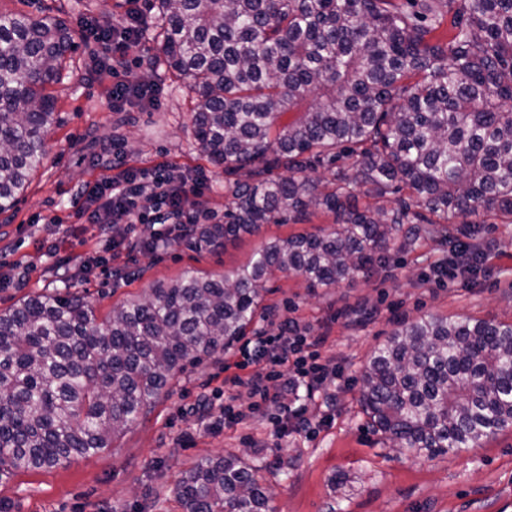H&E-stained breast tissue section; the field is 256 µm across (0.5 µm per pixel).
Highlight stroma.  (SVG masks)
Returning <instances> with one entry per match:
<instances>
[{
    "instance_id": "35a3bbf8",
    "label": "stroma",
    "mask_w": 512,
    "mask_h": 512,
    "mask_svg": "<svg viewBox=\"0 0 512 512\" xmlns=\"http://www.w3.org/2000/svg\"><path fill=\"white\" fill-rule=\"evenodd\" d=\"M68 26L95 16L121 19L124 0H40ZM85 48L72 55L69 74L52 85L56 123L45 136L46 156L14 209L0 214V272L20 280L0 288V310L19 299L59 288L57 263L84 272L77 291L104 318L123 302L148 294L194 270L223 276L246 264L269 237L315 233L333 218L313 212L302 224H266L227 249L198 254L173 240L154 252H121L109 265L95 225L79 223L74 201L103 177L99 145L116 141L131 165L174 167L204 174L210 189L196 208L204 224L223 222L228 202L224 169L200 153L193 134L192 95L164 69L130 59L132 77L157 85L150 110L112 109L103 84L91 79ZM478 242L489 244L485 273L468 281L437 275L452 248L436 236L388 251L371 273L337 288L309 289L302 277L276 279L265 298L261 326L297 319L323 333L322 358L336 366V402L305 397L318 424L310 436L276 431L277 403L237 401L243 422L210 430L197 412L209 399L220 418L224 368L241 361L239 348L185 366L170 380L153 410L116 438L111 448L65 466L0 474V512H181L174 489L194 464L236 454L261 466L276 512H512V427L459 453L416 457L392 447L364 414L360 376L371 354L401 322L433 314L453 319L512 322V224H484Z\"/></svg>"
}]
</instances>
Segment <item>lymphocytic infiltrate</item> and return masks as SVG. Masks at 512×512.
I'll list each match as a JSON object with an SVG mask.
<instances>
[{
    "instance_id": "1",
    "label": "lymphocytic infiltrate",
    "mask_w": 512,
    "mask_h": 512,
    "mask_svg": "<svg viewBox=\"0 0 512 512\" xmlns=\"http://www.w3.org/2000/svg\"><path fill=\"white\" fill-rule=\"evenodd\" d=\"M144 18L139 0H129V6L119 22L95 19L81 24L79 32L92 47L90 69L96 77L110 76L109 90L112 109L125 111L131 105L152 104V90L131 79L125 69L126 59L141 47ZM120 153L112 143L100 146L98 164L104 178L87 190L91 203L87 208L88 223L97 225L100 234H107L111 225L135 227L144 219H152L153 230L142 237L141 246L156 247L165 238L161 228L167 224L193 225L197 179L186 174L162 169L154 173H136L123 168ZM324 335L311 334L298 321L280 322L276 333H259L250 346L242 350L243 364L250 367L248 376H228L224 379V419L242 421L235 402L241 395L273 399L284 410V419L296 432L307 433L312 422L305 405L299 404L300 391L329 390L336 380V368L321 359L318 348Z\"/></svg>"
}]
</instances>
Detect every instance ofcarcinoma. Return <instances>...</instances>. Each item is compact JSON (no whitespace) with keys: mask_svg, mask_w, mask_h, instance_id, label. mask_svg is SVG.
<instances>
[{"mask_svg":"<svg viewBox=\"0 0 512 512\" xmlns=\"http://www.w3.org/2000/svg\"><path fill=\"white\" fill-rule=\"evenodd\" d=\"M149 8L156 63L188 82L198 148L229 176L224 223L191 228L186 245L216 252L312 209L334 222L267 240L230 276L187 271L101 321L70 291L0 311V472L111 447L176 372L246 335L278 274L333 288L391 248L512 224V0ZM76 48L59 19L0 12V214L44 160L56 116L46 89ZM242 170L248 178H235ZM360 402L416 456L483 444L512 426V323L402 324L364 367ZM258 471L235 455L196 463L175 489L182 512H273Z\"/></svg>","mask_w":512,"mask_h":512,"instance_id":"cac0c4a2","label":"carcinoma"}]
</instances>
